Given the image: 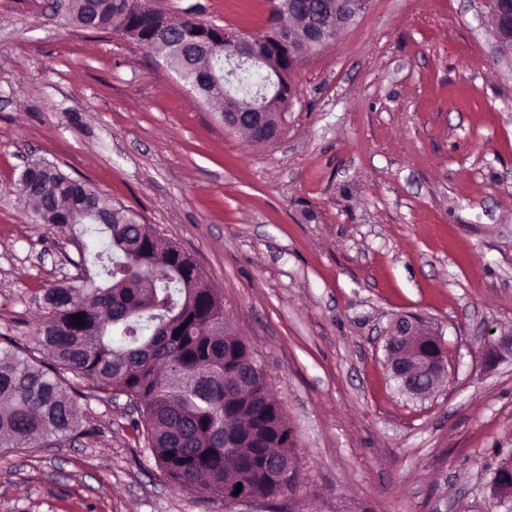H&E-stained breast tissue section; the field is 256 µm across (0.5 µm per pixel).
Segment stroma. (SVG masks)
<instances>
[{
	"mask_svg": "<svg viewBox=\"0 0 512 512\" xmlns=\"http://www.w3.org/2000/svg\"><path fill=\"white\" fill-rule=\"evenodd\" d=\"M69 0H0V346L78 273L70 230L13 185L55 164L197 261L265 366L300 480L273 502L177 487L126 396L73 379L81 434L0 448V512H488L512 454V55L483 0H369L292 71L280 137L225 127L136 40L73 23ZM233 31L269 0H150ZM442 334L448 375L402 393L384 332Z\"/></svg>",
	"mask_w": 512,
	"mask_h": 512,
	"instance_id": "1",
	"label": "stroma"
}]
</instances>
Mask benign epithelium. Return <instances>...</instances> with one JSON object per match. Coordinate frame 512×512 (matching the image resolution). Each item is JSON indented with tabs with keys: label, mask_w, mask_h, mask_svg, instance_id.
Here are the masks:
<instances>
[{
	"label": "benign epithelium",
	"mask_w": 512,
	"mask_h": 512,
	"mask_svg": "<svg viewBox=\"0 0 512 512\" xmlns=\"http://www.w3.org/2000/svg\"><path fill=\"white\" fill-rule=\"evenodd\" d=\"M365 7L366 0H336V10L332 12L319 8L312 0H287L280 6L282 17L298 19L300 34L286 24L259 35L230 34L222 27L200 24L198 51H206L214 42L227 38L241 45L240 51L224 60V126L234 131L246 130L266 142L274 140L283 122L273 121L266 109L267 102L282 98L288 101L293 96L292 86L279 67L278 54L286 53L300 60L310 44L335 40L336 33L351 24ZM489 7L498 46L512 51V0H489ZM256 67L264 71V78L252 95V104L244 106L238 84L246 71ZM511 348L512 336H502L487 344L485 358L492 361ZM384 349L386 366L405 393L425 397L447 373L441 336L416 319L395 320L386 331ZM510 490L512 471L497 472L492 484L491 508L511 504L507 500Z\"/></svg>",
	"instance_id": "benign-epithelium-1"
}]
</instances>
